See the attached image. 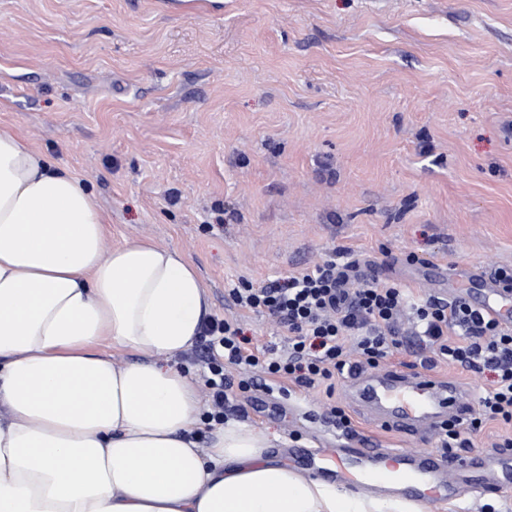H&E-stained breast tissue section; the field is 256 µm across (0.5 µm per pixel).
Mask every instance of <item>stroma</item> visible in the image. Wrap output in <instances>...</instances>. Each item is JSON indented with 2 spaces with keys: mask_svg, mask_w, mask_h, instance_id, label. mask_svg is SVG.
I'll return each instance as SVG.
<instances>
[{
  "mask_svg": "<svg viewBox=\"0 0 512 512\" xmlns=\"http://www.w3.org/2000/svg\"><path fill=\"white\" fill-rule=\"evenodd\" d=\"M511 124L512 0H0V131L93 192L105 249L179 250L215 319L340 250L424 299L512 270ZM229 398L288 466L334 445L321 389ZM333 401L362 440L443 453L350 379ZM426 512H512V487Z\"/></svg>",
  "mask_w": 512,
  "mask_h": 512,
  "instance_id": "1",
  "label": "stroma"
}]
</instances>
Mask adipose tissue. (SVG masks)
Returning a JSON list of instances; mask_svg holds the SVG:
<instances>
[{"label": "adipose tissue", "instance_id": "ef3b65f1", "mask_svg": "<svg viewBox=\"0 0 512 512\" xmlns=\"http://www.w3.org/2000/svg\"><path fill=\"white\" fill-rule=\"evenodd\" d=\"M104 236L84 184L0 131V512H424L288 467L238 421L199 435L174 360L204 283L177 249Z\"/></svg>", "mask_w": 512, "mask_h": 512}]
</instances>
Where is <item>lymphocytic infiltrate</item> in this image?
Segmentation results:
<instances>
[{
    "label": "lymphocytic infiltrate",
    "instance_id": "obj_1",
    "mask_svg": "<svg viewBox=\"0 0 512 512\" xmlns=\"http://www.w3.org/2000/svg\"><path fill=\"white\" fill-rule=\"evenodd\" d=\"M361 274L357 259L326 261L304 273L270 285L243 282L231 288L232 307L263 313L288 330L282 352L254 347L236 320L210 322V372L207 381L213 411L223 422L227 392H249L263 381L288 380L299 387L323 388L333 396L339 379L376 367L392 357L403 342L400 319L413 313L412 334L439 360L461 369L488 370L494 375L478 402V415L448 423L439 433L445 451L470 447L465 431L488 421L512 425V327L474 307L466 298H415L397 284L366 283L351 287ZM228 367L244 371L238 381L225 377Z\"/></svg>",
    "mask_w": 512,
    "mask_h": 512
}]
</instances>
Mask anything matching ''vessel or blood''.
Here are the masks:
<instances>
[{
  "instance_id": "1",
  "label": "vessel or blood",
  "mask_w": 512,
  "mask_h": 512,
  "mask_svg": "<svg viewBox=\"0 0 512 512\" xmlns=\"http://www.w3.org/2000/svg\"><path fill=\"white\" fill-rule=\"evenodd\" d=\"M359 402L374 405L384 425L404 430L416 427L439 429L445 418L462 411L461 390L452 380H441L420 371L391 370L373 376L353 377ZM471 463L439 462L414 452L370 446L340 448L311 458L313 473L343 477L356 491L406 486L424 501L459 494H482L504 481H512V456L487 453L480 462L482 478L470 475Z\"/></svg>"
}]
</instances>
